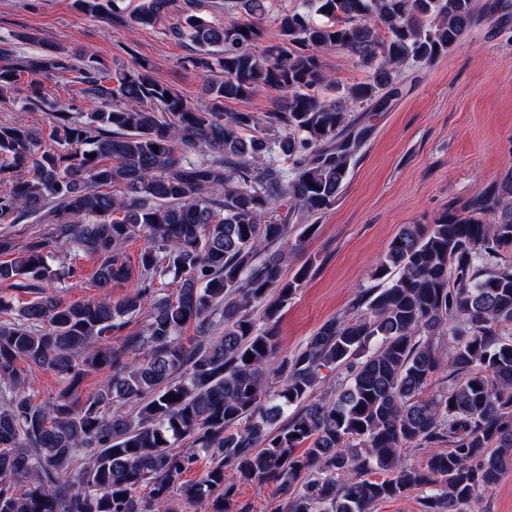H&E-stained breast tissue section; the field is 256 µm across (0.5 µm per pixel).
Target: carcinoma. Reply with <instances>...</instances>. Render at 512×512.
Here are the masks:
<instances>
[{
    "mask_svg": "<svg viewBox=\"0 0 512 512\" xmlns=\"http://www.w3.org/2000/svg\"><path fill=\"white\" fill-rule=\"evenodd\" d=\"M107 2L74 0L86 14L109 10L115 27L152 26L172 4L139 0L128 16ZM303 4L275 16L277 42L262 49L270 0H227L243 14L223 25L182 15L172 33L196 49L204 107L143 63L113 71L85 48L33 33L14 39L39 53L0 58V104L25 73L24 101L43 109V80L68 72L101 103L79 115L52 107L48 145L21 116L0 124V225H51L22 249L0 232V284L40 294L18 308L0 302L10 315L0 321V512H170L174 494L210 512H244L233 496L249 482L277 485L275 512H371L424 487L434 490L425 512H463L512 468V166L461 209L403 226L374 272L379 284L300 350L278 358L275 332L310 271L286 277L288 250L336 202L371 132L365 117L327 99L319 53L345 50L368 69L346 97L383 112L410 65L446 54L483 22H507L512 0ZM265 88L283 103L264 117L224 112V100ZM139 235L148 246L132 265L123 248ZM67 242L100 260L99 288L135 276L134 289L115 302L46 292L76 272L48 264ZM166 278L170 295L155 289ZM143 311L144 332L123 334ZM20 362L65 377L66 388L32 404ZM272 367L281 378L273 391ZM332 367L344 375L311 397ZM101 370L107 378L79 401L84 377ZM443 370L448 390L424 396ZM182 438L212 458L194 482L183 479L193 456L174 451ZM435 443L448 451L404 463L402 449ZM375 470L384 478L370 479Z\"/></svg>",
    "mask_w": 512,
    "mask_h": 512,
    "instance_id": "cac0c4a2",
    "label": "carcinoma"
}]
</instances>
